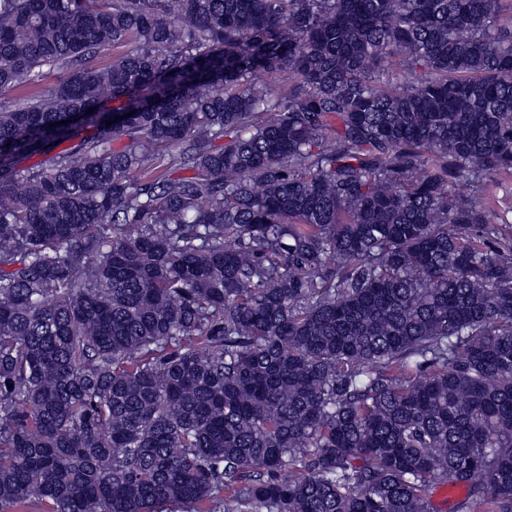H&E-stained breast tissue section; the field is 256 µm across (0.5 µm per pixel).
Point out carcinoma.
Masks as SVG:
<instances>
[{
	"instance_id": "carcinoma-1",
	"label": "carcinoma",
	"mask_w": 512,
	"mask_h": 512,
	"mask_svg": "<svg viewBox=\"0 0 512 512\" xmlns=\"http://www.w3.org/2000/svg\"><path fill=\"white\" fill-rule=\"evenodd\" d=\"M9 92L0 512H512V0H0ZM484 199L496 224L512 225V179L487 178Z\"/></svg>"
}]
</instances>
